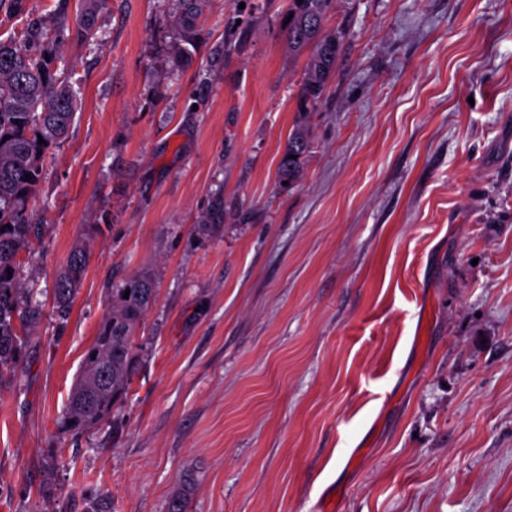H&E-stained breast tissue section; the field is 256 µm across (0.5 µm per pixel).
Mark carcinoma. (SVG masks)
Returning <instances> with one entry per match:
<instances>
[{
	"mask_svg": "<svg viewBox=\"0 0 512 512\" xmlns=\"http://www.w3.org/2000/svg\"><path fill=\"white\" fill-rule=\"evenodd\" d=\"M83 9L72 29L25 13L24 0H11L15 15L25 18L22 38L0 41V376L22 368L21 352L42 308L19 277L20 253L42 237L44 226L28 212L50 150L69 134L78 109V91L67 72L53 67L56 50L72 37H95L94 17L105 0H82ZM175 38L170 54L179 67L190 65L198 52V27L204 0H174ZM336 0H288L282 26L288 50L307 54L299 80L297 106L312 111L325 94L337 56L327 57L336 33L325 28ZM310 150L307 129L299 125L288 137L279 165V182L293 185L303 172ZM88 262L87 253L74 249L57 276L53 312L59 322L69 318L74 296ZM129 297H124V294ZM155 294L144 274L126 277L112 288V306L94 342L84 354L81 372L58 421L64 435L83 434L112 416L129 389L133 374V337Z\"/></svg>",
	"mask_w": 512,
	"mask_h": 512,
	"instance_id": "1",
	"label": "carcinoma"
}]
</instances>
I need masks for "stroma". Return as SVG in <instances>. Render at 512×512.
Instances as JSON below:
<instances>
[{
  "label": "stroma",
  "mask_w": 512,
  "mask_h": 512,
  "mask_svg": "<svg viewBox=\"0 0 512 512\" xmlns=\"http://www.w3.org/2000/svg\"><path fill=\"white\" fill-rule=\"evenodd\" d=\"M287 6L208 0L179 71L170 0H107L62 46L80 104L30 202L43 318L0 378V512H512V0H337L302 115ZM132 274L157 291L130 388L61 435ZM310 140L307 129L302 125H297L288 137L285 153L279 165V182H288V187L293 185L303 172V161L310 150ZM291 155H297L292 159ZM87 262L86 251L76 248L71 252L65 267L57 276L53 292V312L61 323L69 318L73 299L81 283Z\"/></svg>",
  "instance_id": "stroma-1"
}]
</instances>
